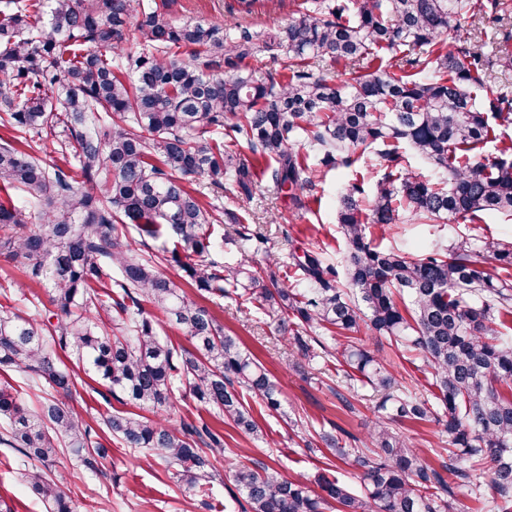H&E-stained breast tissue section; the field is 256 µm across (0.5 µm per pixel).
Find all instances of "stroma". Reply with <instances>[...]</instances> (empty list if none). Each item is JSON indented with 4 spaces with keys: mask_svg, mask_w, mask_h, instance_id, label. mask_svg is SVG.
I'll list each match as a JSON object with an SVG mask.
<instances>
[{
    "mask_svg": "<svg viewBox=\"0 0 512 512\" xmlns=\"http://www.w3.org/2000/svg\"><path fill=\"white\" fill-rule=\"evenodd\" d=\"M182 7L176 20L208 21L222 19L227 33H236L239 27L253 31L265 30L272 23L287 24L295 18L302 0H273V8L244 18L237 11L236 0H180ZM503 22L491 18L466 20L462 25H449L443 38L458 41L471 31H479L483 50L489 58L499 53L503 34L512 30V0H503ZM354 167H328L317 187L318 204L307 212H295L288 207L284 196L275 194L269 180L263 179L245 196L231 189L212 187L206 179L196 178L191 183L203 203H214L236 213H251L263 219L265 244L258 251L244 252L241 242L224 237V223L211 225L214 241L212 258L218 265L236 263L241 256L253 262L264 263L267 255L287 260L290 254L311 249L321 252L331 263H340L344 243L338 233L336 209L341 189L355 174H362L366 187H374L384 175L372 151H356ZM279 212L280 223H266L269 211ZM469 235L473 241L488 237L512 240V219L496 214L484 215L481 222L447 224L399 223L385 230L370 225L367 235L381 248H398L406 252L449 247L458 236ZM41 285L31 282L23 265L0 254V305H19L22 293H42ZM186 296L207 307L227 334L236 336L241 346L250 350L268 370L281 390L280 412L269 411L259 400L248 399L250 411L261 429L257 439L239 435L234 428L219 420L216 413L201 406L190 394H183L172 419L203 418L224 434V445L236 455L238 462L252 467L263 463L274 467L283 476L305 483L312 482L325 464H333L344 479H351L352 469L330 452L311 453L307 449L316 441L320 430L337 425L357 438H364L376 407L380 402L370 388L359 389L352 407L341 402L348 393L349 383L343 372L337 371L331 357L318 354L314 360L302 361L279 335L274 322L266 318L257 303H237L229 298L203 295L195 288L185 287ZM398 432L415 437L428 464L440 466L447 460L448 435L437 422H396ZM112 464L106 476L97 477L79 470L70 453H62L56 460L57 470L69 473L72 499L77 512H95L101 497H109L112 512H224L228 495L225 475L213 482V493L204 499L189 490L180 478L168 473L158 463L143 462L140 453L113 446ZM0 498L12 506L14 512H45L42 502L32 493L23 477L16 451L0 446Z\"/></svg>",
    "mask_w": 512,
    "mask_h": 512,
    "instance_id": "1",
    "label": "stroma"
}]
</instances>
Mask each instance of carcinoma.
Returning a JSON list of instances; mask_svg holds the SVG:
<instances>
[{
  "mask_svg": "<svg viewBox=\"0 0 512 512\" xmlns=\"http://www.w3.org/2000/svg\"><path fill=\"white\" fill-rule=\"evenodd\" d=\"M47 3L44 12L41 0H0V126L30 148L0 144V191L22 195L0 198V251L27 266L46 296L31 312L0 308V371L44 393L31 411L18 389L0 383V445L20 454L46 512H74L68 478L53 470L60 451L83 471L107 475L110 449L70 404L79 370L96 378L100 396L156 415L117 412L103 425L201 497L224 455V433L202 420H159L182 390L252 437L259 429L244 395L281 409L265 368L158 271L163 263L200 292L257 300L306 359L314 356L311 333L345 337L331 357L378 392L388 412L369 427L372 453L337 425L318 434L357 470L360 489L325 469L316 492L267 465L226 459L236 493L225 512H453L456 492L482 475L497 512H512V342L502 332L512 317V241L476 245L461 236L410 255L367 236L368 225L386 229L401 216L416 224L512 217V142L481 152L512 126V98L474 95L493 61L470 38L441 39L453 18L495 12L497 0H303L288 25L235 36L221 20L172 19L178 0ZM261 51L286 55L288 73L253 79L246 59ZM382 52L400 61L398 70L375 64ZM326 58L344 66L343 83L312 71L311 62ZM422 61L435 66L429 79L412 73ZM58 127L74 143L67 168L37 157ZM243 143L273 167L240 158ZM405 147L442 177L432 182L403 165ZM359 149L373 150L388 172L369 195L360 183L340 195L342 270L319 252L294 255L288 270L306 284L300 290L281 283L273 256L259 270L247 257L216 269L215 218L185 181L200 176L249 195L268 173L274 191L306 211L316 200V166L349 167ZM224 218L235 225L228 238L265 241L250 215ZM162 226L173 238L170 254L138 253ZM477 250L496 265H479ZM94 283L109 298L117 290L115 307L102 304ZM163 319L193 350L162 341ZM362 323L390 346L417 352L435 402L393 392L384 359L354 336ZM60 349L72 352L71 364ZM431 419L455 447L439 469L390 426Z\"/></svg>",
  "mask_w": 512,
  "mask_h": 512,
  "instance_id": "carcinoma-1",
  "label": "carcinoma"
}]
</instances>
